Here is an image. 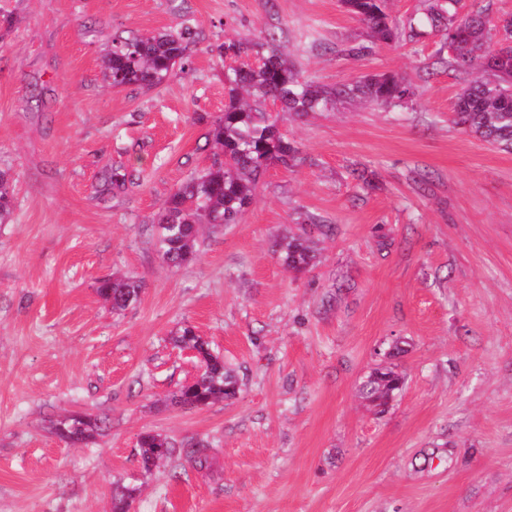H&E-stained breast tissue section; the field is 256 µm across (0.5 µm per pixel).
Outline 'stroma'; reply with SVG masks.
Here are the masks:
<instances>
[{
  "mask_svg": "<svg viewBox=\"0 0 512 512\" xmlns=\"http://www.w3.org/2000/svg\"><path fill=\"white\" fill-rule=\"evenodd\" d=\"M185 21L189 71L104 81L114 37ZM270 32L317 83L392 72L415 98L280 113L296 164L168 266L156 217L209 163L216 47ZM368 40L342 0H0V512H111L119 479L130 512H512V150L454 127L439 34L343 55ZM314 218L316 266L286 270L274 243ZM112 275L140 281L136 305L101 299ZM186 325L239 374L235 399L170 404L199 365ZM382 366L404 380L383 411L360 392ZM73 413L109 428L68 445L53 424ZM149 431L204 465L144 471ZM112 512H129L132 502L139 494V487L117 481L113 482Z\"/></svg>",
  "mask_w": 512,
  "mask_h": 512,
  "instance_id": "1",
  "label": "stroma"
}]
</instances>
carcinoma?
Segmentation results:
<instances>
[{"mask_svg": "<svg viewBox=\"0 0 512 512\" xmlns=\"http://www.w3.org/2000/svg\"><path fill=\"white\" fill-rule=\"evenodd\" d=\"M457 4L458 0H426L421 18H410L399 25L388 12V0H344L347 10L366 25L372 38L371 44L351 45L345 52L361 57L378 43L392 45L456 28V35L448 41L450 54L445 63L470 79L456 96L453 123L465 134L504 150L512 149V47L492 66H484L479 74L472 75V69L485 61L493 44L512 41V19L503 20L499 31L489 25L481 12L464 22L458 18ZM196 36L193 27L184 23L174 31L116 39L103 59L104 77L115 88L155 87L175 67L182 71L189 68L188 51ZM217 49L219 57L240 60L244 68L230 67L224 74L228 104L209 130L216 148L210 165L185 180L157 216L159 253L172 266L196 258L202 226L236 223L253 202L270 164L290 165L297 161L299 147L279 132L277 117L266 110V101H278L282 111L303 118L311 112H327L338 103L363 101L371 106L405 107L414 95L412 87L395 73L368 74L342 85L308 80L280 52L273 34L263 44L231 40ZM10 179L8 172L0 171V224L7 223L12 213ZM275 253L290 271H308L316 265V250L307 232L275 243ZM97 293L112 310L123 311L139 302L141 285L130 278H103L98 282ZM175 342L196 351L203 371L194 382L180 387L172 396V403L197 408L236 397L237 375L224 366L223 359L211 353L202 337L185 327ZM54 428L66 443L83 445L104 432L107 419L75 413L58 420ZM183 452L158 433L146 432L138 441L139 460L147 471L180 458ZM138 494L139 487L135 485L113 483L112 512H129Z\"/></svg>", "mask_w": 512, "mask_h": 512, "instance_id": "cac0c4a2", "label": "carcinoma"}]
</instances>
